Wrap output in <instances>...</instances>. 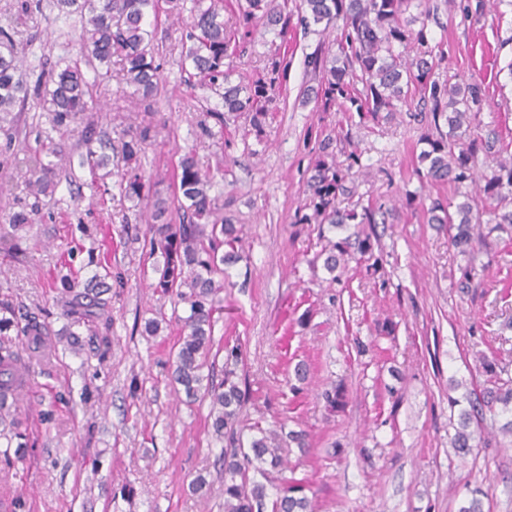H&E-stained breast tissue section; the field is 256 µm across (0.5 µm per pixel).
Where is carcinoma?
I'll list each match as a JSON object with an SVG mask.
<instances>
[{
  "label": "carcinoma",
  "mask_w": 512,
  "mask_h": 512,
  "mask_svg": "<svg viewBox=\"0 0 512 512\" xmlns=\"http://www.w3.org/2000/svg\"><path fill=\"white\" fill-rule=\"evenodd\" d=\"M42 0H16L15 16L29 19L41 12ZM412 5V0H300L297 11H288L276 0H241L237 12L224 18V0H192L190 21L179 39L184 65L191 69L193 86L210 91L221 101L223 111L210 113L219 127L227 119L241 115L261 131L269 111L279 108L283 86L288 80L291 60L281 51L269 53L263 67L247 83H232L236 69L230 48L232 38H246L260 27L270 29L283 41L297 27L313 25L329 28L341 23L339 54L327 57L313 52L307 64L318 73V86L303 91V97L313 99L321 112H333L344 107L361 119L377 120L381 113L391 116L402 110L414 91L420 92L421 109L409 113L413 119L426 120L436 133L425 132L420 140L429 150L421 160L428 163L425 177L436 183H449L459 190L466 183L477 186L478 192L458 204L455 210L435 199L427 209L428 223L442 224L448 229L452 246L468 256L463 273V287H471L478 275L473 241L484 237L483 225L493 232L502 224H512V209L502 210L507 192H512V163L502 162L497 168L475 175L473 160L482 150L492 153L496 140L474 137L462 140L458 130L472 127L483 110V94L476 83H452L434 77L435 69L445 57L429 45L426 24L414 31L399 23L400 15ZM52 6L66 16L77 14L81 19L80 47L73 60L45 64L34 82L22 73L24 56L17 41L18 31L10 24L0 25V135L4 144L0 156L8 153L15 165L25 166L24 182L31 203H19L8 223L0 224V248H19L17 232L26 224L39 219L40 196L54 193L58 184L57 168L40 154L59 156L63 144L55 142L51 133L65 136L80 130L85 153L80 166L90 177L112 164L105 153L106 131L99 127L88 112L99 97L102 81L112 76V58H119V71L129 94L136 98L144 119L131 124V117L115 113L109 122L120 140L121 158L126 164L122 173L125 197L140 209L146 224L144 246L153 260L156 274L152 288L162 296L183 305L186 316L181 318L182 339L172 361L171 376L182 387L186 402L199 397L209 398L211 428L216 439L228 440L224 449V512H314L305 495L301 480L291 476L281 481L274 495H269L261 479L284 467L283 445L294 443L309 447L303 431L281 435L273 430L255 427L256 434L243 440L239 414L244 401L238 367L242 362L236 347L225 349L224 377L216 383L204 369L214 370L210 354L214 346V313L218 310V295L224 290V268L241 259L238 253L242 229L233 218L220 213L217 198L212 195L213 175L200 167L195 149L186 150L179 159L174 174L172 201L177 203V219H168L169 199L151 189L132 166L145 146L167 130L169 118L154 110L161 85L160 64L156 62L154 31L147 17L156 13L158 0H52ZM415 48L409 60L394 54V45ZM95 74L90 81L86 72ZM45 112L50 128L37 134L34 143L18 138L21 116L29 104ZM445 121L449 132L441 130ZM314 139L311 165L313 174L307 181L309 212L296 214V224H329L342 228L348 224L388 223L393 209L384 205L356 210L340 208V198L350 195L347 187L351 171L359 163V154L352 150L346 163L336 162L329 152V136L317 130L308 132ZM350 238L328 243L321 250L323 267L332 274L351 258ZM356 261L369 262L379 269L369 239L357 241ZM93 276L94 284L76 290L72 268L60 273L59 283L65 295L61 315L72 326L102 323L110 328L104 297L111 277L108 267ZM0 424L11 416L8 400L17 399L26 383L29 367L22 364L19 343L37 349L47 335L44 325L30 312L18 311L9 300L0 301ZM468 407L458 413L451 446L455 454L465 458L474 451V441L483 440L481 421L483 407L499 403L502 412L512 414V378L502 379L497 386L482 395L468 392ZM484 492L476 487L471 498L462 502L458 512H484Z\"/></svg>",
  "instance_id": "cac0c4a2"
}]
</instances>
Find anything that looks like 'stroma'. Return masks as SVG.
Here are the masks:
<instances>
[{
    "instance_id": "1",
    "label": "stroma",
    "mask_w": 512,
    "mask_h": 512,
    "mask_svg": "<svg viewBox=\"0 0 512 512\" xmlns=\"http://www.w3.org/2000/svg\"><path fill=\"white\" fill-rule=\"evenodd\" d=\"M436 2L438 19L426 28L445 58L435 75L480 84L486 104L479 131L498 137L511 156L512 0H490L477 22L463 16L460 0ZM155 27L163 63L156 108L173 131L146 147L140 168L169 195L182 148L196 144L203 165L218 172L225 213L243 226V259L227 268L215 314L216 338L242 352L243 422L307 433L309 451L286 447L282 454L315 512H455L476 486L485 512H512V447L482 443L462 459L448 435L451 401L462 396L454 382L480 390L512 377V227L494 231L479 250L485 287H461L467 258L426 215L432 200L456 204L461 197L450 185L419 179L420 124L403 111L352 122L302 98L315 82L307 58L337 53L335 31L300 30L286 43L254 32L236 74L250 78L266 53L281 49L291 60L286 102L262 133L238 118L223 137L210 138L203 130L215 125L208 113L217 100L189 85L177 49L182 26L163 16ZM78 36L74 21L47 10L18 34L35 71L44 61L75 57ZM313 126L336 136L337 161L352 146L360 155L342 207L396 210L394 222L376 225L370 236L379 271L352 262L330 282L318 237L335 241L345 230L294 221L306 201L304 138ZM67 150L72 166L42 198L40 220L22 230L20 253L0 252V295L39 312L55 344L32 361L12 409L27 445L0 469V498L23 495L33 512H224L210 404L186 403L170 378L181 326L172 300L152 288L145 226L120 189V171L91 180L79 165L78 137ZM408 190L417 194L414 203L405 200ZM67 258L87 277L107 261L124 280L112 291L107 356L87 326L66 333L53 283ZM151 319L160 323L154 336L144 331ZM300 361L308 369L301 383L294 375ZM339 384L347 400L332 412L322 394ZM199 475L208 486L195 494L189 484Z\"/></svg>"
}]
</instances>
